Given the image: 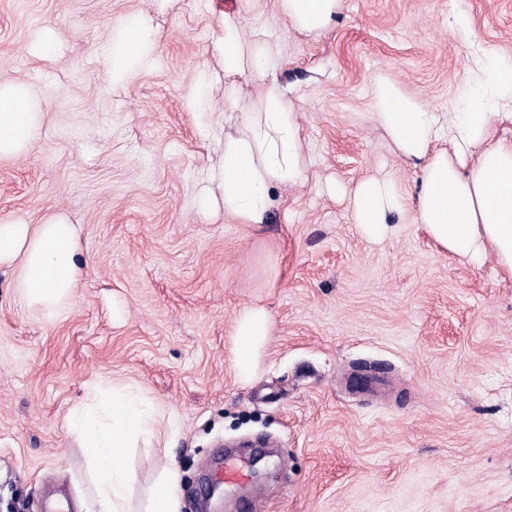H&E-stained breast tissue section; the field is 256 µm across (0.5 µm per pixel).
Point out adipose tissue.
Instances as JSON below:
<instances>
[{"mask_svg": "<svg viewBox=\"0 0 512 512\" xmlns=\"http://www.w3.org/2000/svg\"><path fill=\"white\" fill-rule=\"evenodd\" d=\"M281 8L294 29L316 33L329 26L343 0H281ZM149 37L148 24L138 17L114 27L102 54L113 89L124 88L147 64ZM220 44L227 93H234L240 78L259 81L261 92L234 129L225 131L212 181L226 216L239 224H264L276 206L274 187L306 178L301 126L275 79L276 60L253 47L238 19L225 17ZM472 91L478 108L438 114L381 75L373 85L372 117L398 156L422 164L417 221L435 244L474 263L493 259L512 275V139L496 135L499 123L512 122V61L490 52L477 55ZM41 118L28 87L1 83L0 158L25 152L38 137ZM348 194L353 222L364 237L383 239L394 232L403 201L393 180L366 177ZM77 251L74 225L0 224V264H17V290L47 317H56L76 295ZM273 327L264 306L249 304L236 312L231 367L240 383L258 377ZM66 426L87 460L82 512H180L181 472L173 463L161 470L144 507L137 511L131 505V448L174 433L165 410L147 402L135 386L116 382L106 393L91 385L85 401L70 410Z\"/></svg>", "mask_w": 512, "mask_h": 512, "instance_id": "ef3b65f1", "label": "adipose tissue"}]
</instances>
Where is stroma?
<instances>
[{
	"instance_id": "stroma-1",
	"label": "stroma",
	"mask_w": 512,
	"mask_h": 512,
	"mask_svg": "<svg viewBox=\"0 0 512 512\" xmlns=\"http://www.w3.org/2000/svg\"><path fill=\"white\" fill-rule=\"evenodd\" d=\"M459 12L473 41L448 28ZM228 15L278 59L309 162L267 224L201 207ZM132 16L152 63L115 91L99 49ZM47 26L51 58L34 51ZM484 50L512 59V0H344L316 34L280 0H0V83L31 87L42 114L35 143L0 159V222L74 225L82 269L52 321L0 266V512H77L86 462L65 419L97 380L175 416L171 447L140 444L130 463L139 496L175 462L181 512H237L243 488L205 511L199 497L209 462L243 444L275 453L262 512H512V277L436 247L416 222L420 168L370 117L379 74L429 111L477 107L468 59ZM204 75L208 116L186 103ZM369 175L405 205L378 242L328 191ZM252 303L274 330L244 385L230 333Z\"/></svg>"
}]
</instances>
